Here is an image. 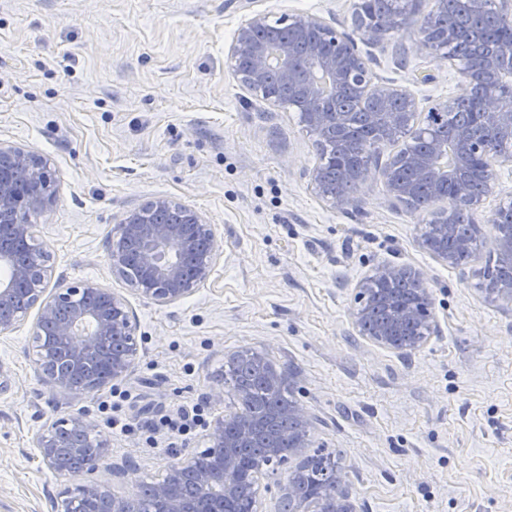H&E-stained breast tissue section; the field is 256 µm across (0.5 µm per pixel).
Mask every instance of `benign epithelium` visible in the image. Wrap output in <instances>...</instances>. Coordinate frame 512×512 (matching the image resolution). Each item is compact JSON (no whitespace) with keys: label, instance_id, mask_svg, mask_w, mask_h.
Wrapping results in <instances>:
<instances>
[{"label":"benign epithelium","instance_id":"benign-epithelium-1","mask_svg":"<svg viewBox=\"0 0 512 512\" xmlns=\"http://www.w3.org/2000/svg\"><path fill=\"white\" fill-rule=\"evenodd\" d=\"M420 0H405L402 14L377 28L362 31L365 43L377 45L386 35L413 26L412 19L419 13ZM286 27L304 39L310 33L318 40L305 47L316 59L317 68L328 74L333 87H347L362 97H372L383 104L395 102L397 112H377L370 118L391 131H399L406 125L417 130L420 112L419 99L412 90L395 82H376L365 58L354 39L327 25L321 18L308 14H294L286 18ZM266 24V17L255 15L237 30L227 49V60L234 74L251 91H264L267 85L269 60L277 56L278 76L296 88L302 97L310 101L303 112L306 126L319 141L336 136L345 124V114L336 110L332 96L322 94L311 73L294 63L298 48L293 45L262 43L255 37L257 28ZM441 59L450 63L462 76L466 92L453 99L434 103L431 112H453L464 107L481 115L484 122L497 134L499 142L512 143V91L506 95L477 93L479 86L491 78L501 77L499 60L457 51L443 53ZM457 153L456 166L448 173L435 169L434 156L442 150L433 144L430 153L403 159L392 155L384 166V173L392 175L402 161L416 166L429 181L438 184L449 181L458 173L483 158L489 167L512 164V148L494 147L475 136L467 128L458 130L454 141ZM369 174V167H360L349 174L343 173L340 183L351 189L338 193L325 183L323 171L316 168L310 175L315 193L334 208L351 204L356 199L361 184ZM495 184H489L481 195L463 197L465 208L474 223L487 197L494 192ZM390 197L404 206L413 207V186L387 180ZM56 203V188L52 180L50 159L42 154L20 147L0 144V242L7 238L29 243L34 240L36 225L34 214L52 210ZM151 210L165 213L176 209L180 212L177 224H147L140 219V211L128 213L120 224L119 237L109 242L108 259L112 274L127 281L135 291L159 305H170L190 296L195 288L205 284L213 272L218 249L215 233L197 211L168 198H157L148 203ZM437 224V237L433 241L436 257L454 267L467 264L462 259L470 250V243L460 240L448 249V237L455 234V209L441 203ZM49 254L41 247L35 248L29 260H18L12 251L0 245V268L6 269V278H0V335L13 331L23 320V314L6 310V303L19 286L27 287L28 308H37L33 329L37 343V364L45 378L60 389L72 388V381L93 370H98L84 387L93 393L106 384L118 381L131 370L136 355L135 326L131 320L127 300L108 288L93 283H78L65 289L47 293L52 276ZM408 282L418 299L396 309L394 321L376 331L373 339L390 349L410 352L431 335L436 324L431 316V295L427 279L420 270L407 265L382 264L360 284V298L378 284ZM488 296L496 302L512 306V284L495 283L486 288ZM292 421L291 430L279 433L280 442L288 445V451L299 453L308 446L309 429L313 418L303 409L293 405L282 412ZM94 424L79 414L61 419L37 437L43 463L60 475L69 471L61 467L59 447L62 437L91 434ZM207 439L212 447L223 452L218 468L203 467L197 479L209 487H219L224 503L223 512H235L237 502L236 476L240 466L239 449L249 443L243 433L224 431V417L219 416L206 426ZM334 490L331 501L322 504L319 512H353L344 489L345 475L336 470L330 477ZM181 475L170 472L155 488L157 498L165 502L167 512H192L180 496ZM88 498H101L105 512H137L136 502L112 492L105 484L91 481L82 485ZM288 498L289 512H308L310 499L303 489L288 483L282 490Z\"/></svg>","mask_w":512,"mask_h":512}]
</instances>
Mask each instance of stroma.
Wrapping results in <instances>:
<instances>
[{
  "label": "stroma",
  "mask_w": 512,
  "mask_h": 512,
  "mask_svg": "<svg viewBox=\"0 0 512 512\" xmlns=\"http://www.w3.org/2000/svg\"><path fill=\"white\" fill-rule=\"evenodd\" d=\"M359 0H0V142L47 156L57 202L36 220L51 282L89 281L123 295L138 353L129 374L87 394L50 385L35 364L36 311L0 337V512H64V488L95 480L138 498L141 482L209 442L144 425L218 398L224 362L249 351L285 375L314 419L310 448L339 454L355 512H512V306L480 290L496 231L468 265L422 244L433 211L392 203L382 148L355 203L334 208L308 174L314 138L296 111L243 86L225 52L261 14L322 18L351 34L381 78L412 85L423 105L465 85L415 29L364 43ZM410 84V83H409ZM159 197L212 224L208 282L158 305L112 275L107 243L126 213ZM384 263L425 272L436 331L407 353L360 335V283ZM87 415L109 441V468L61 477L36 439ZM134 424L113 430L111 419Z\"/></svg>",
  "instance_id": "obj_1"
}]
</instances>
